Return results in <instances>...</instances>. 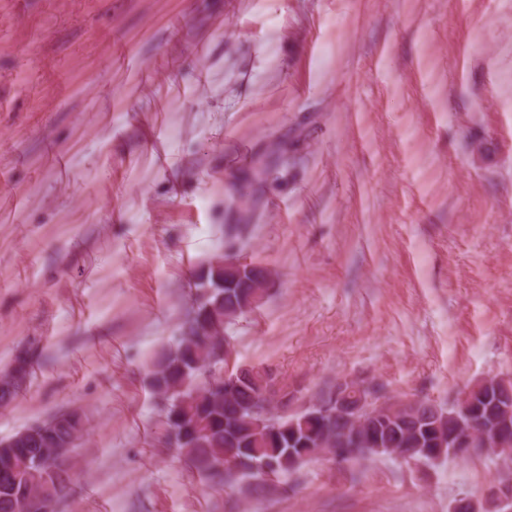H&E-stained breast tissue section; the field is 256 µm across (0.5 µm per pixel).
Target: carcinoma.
I'll return each instance as SVG.
<instances>
[{"instance_id": "cac0c4a2", "label": "carcinoma", "mask_w": 512, "mask_h": 512, "mask_svg": "<svg viewBox=\"0 0 512 512\" xmlns=\"http://www.w3.org/2000/svg\"><path fill=\"white\" fill-rule=\"evenodd\" d=\"M195 297L184 321L185 333L163 348L152 360L149 383L161 399L164 438L183 454L192 467L216 485L252 480L265 483L288 478L312 460L311 449L293 441L317 444L325 425L311 418L314 406L303 411L272 412L263 392L265 373L236 369L228 373L239 385L228 391L224 383L208 380L211 368L223 366L218 350L224 336H209L208 329L224 327L243 315L240 282L224 276V263L209 260L195 273ZM34 354L19 352L10 370L0 379V408L10 406L33 371ZM429 422L418 427L413 416L398 413L364 425L360 436L380 450L369 449L342 459L354 463L373 456H387L390 448H403L417 440L431 452L434 441L448 434L453 424L448 411L424 399ZM88 431V417L79 410L60 411L46 420L0 439V512H24V501L49 502L47 512L65 499L73 486L69 453Z\"/></svg>"}]
</instances>
